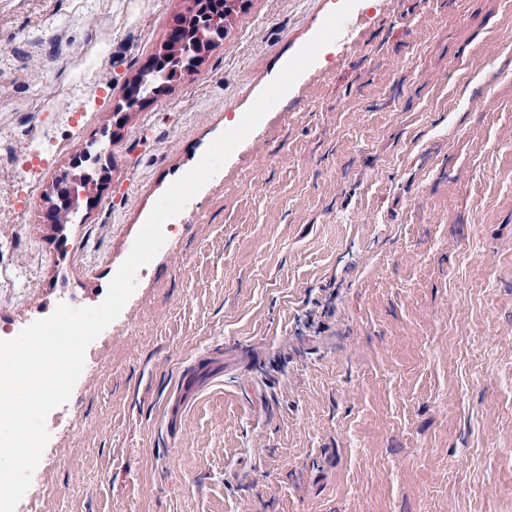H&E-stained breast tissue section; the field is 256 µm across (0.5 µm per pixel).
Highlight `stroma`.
<instances>
[{
	"instance_id": "1",
	"label": "stroma",
	"mask_w": 512,
	"mask_h": 512,
	"mask_svg": "<svg viewBox=\"0 0 512 512\" xmlns=\"http://www.w3.org/2000/svg\"><path fill=\"white\" fill-rule=\"evenodd\" d=\"M339 3L251 0L131 113L60 249L45 195L180 0H0V327L102 303L158 198ZM351 15L88 346L46 512H512V0Z\"/></svg>"
}]
</instances>
